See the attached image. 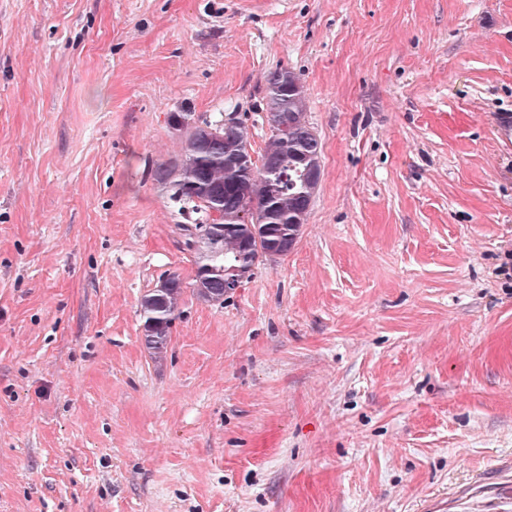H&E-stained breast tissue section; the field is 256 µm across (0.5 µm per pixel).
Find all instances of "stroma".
Returning <instances> with one entry per match:
<instances>
[{"label":"stroma","instance_id":"obj_1","mask_svg":"<svg viewBox=\"0 0 512 512\" xmlns=\"http://www.w3.org/2000/svg\"><path fill=\"white\" fill-rule=\"evenodd\" d=\"M279 68L307 222L206 302L168 115L262 151ZM502 109L512 0H0V512H512ZM167 288H155L141 300L143 341L155 360H161L168 344L172 321L176 316L184 290L180 279L173 274L164 279Z\"/></svg>","mask_w":512,"mask_h":512}]
</instances>
